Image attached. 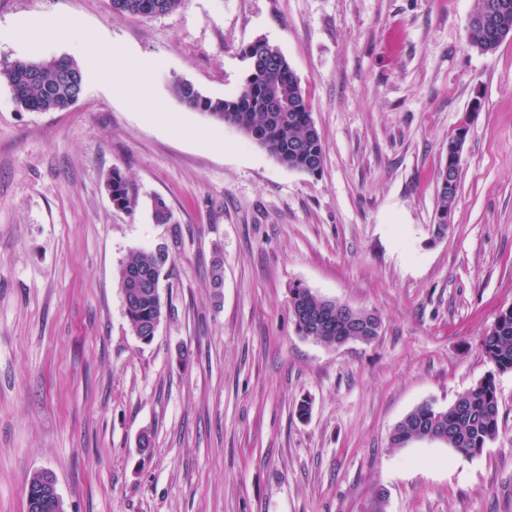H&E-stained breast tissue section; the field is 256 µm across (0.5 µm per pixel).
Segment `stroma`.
Here are the masks:
<instances>
[{"label":"stroma","mask_w":512,"mask_h":512,"mask_svg":"<svg viewBox=\"0 0 512 512\" xmlns=\"http://www.w3.org/2000/svg\"><path fill=\"white\" fill-rule=\"evenodd\" d=\"M475 6L181 0L143 18L110 0H0L4 33L78 20L54 56L126 53L156 105L94 71L65 111L21 110L0 83V512H26L42 471L64 512H512V371L496 375L500 432L480 454L389 445L415 407L448 408L491 373L481 342L512 305V40L473 48ZM259 38L301 83L320 175L170 91L181 79L232 95ZM463 125L439 237L437 173ZM116 169L131 209L109 199ZM161 244L166 314L146 344L117 272ZM298 285L375 311L380 335L300 336Z\"/></svg>","instance_id":"35a3bbf8"}]
</instances>
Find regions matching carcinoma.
Listing matches in <instances>:
<instances>
[{"label": "carcinoma", "mask_w": 512, "mask_h": 512, "mask_svg": "<svg viewBox=\"0 0 512 512\" xmlns=\"http://www.w3.org/2000/svg\"><path fill=\"white\" fill-rule=\"evenodd\" d=\"M112 10L143 16V0H111ZM497 25L469 26L470 44L481 53L500 47ZM249 69L241 89L231 97L211 98L183 80L172 83L174 96L187 108L210 119L230 124L256 142L281 165L317 176L324 165L320 133L312 121L310 104L281 50L258 39L241 49ZM84 75L79 65L67 57L48 60L18 59L0 67V82L13 92L18 107L32 112L63 110L74 103L83 87ZM460 173L440 168L437 177L438 209L436 223L448 224V204L455 198ZM112 202L121 209L134 204L125 176L112 171L108 182ZM171 263L166 248L138 250L131 253L118 269V284L126 316L136 336L149 343V331L159 325L164 309L155 298V288L165 267ZM290 306L317 324L315 342L326 345L338 336H352L354 330L369 321L367 310L345 312L314 294L296 286L290 289ZM481 350L494 371L458 396L446 409L430 403L416 407L398 427L394 443L403 447L410 442L435 436L454 451L475 456L500 431V405L495 373L512 370V306L498 313L484 336Z\"/></svg>", "instance_id": "obj_1"}]
</instances>
